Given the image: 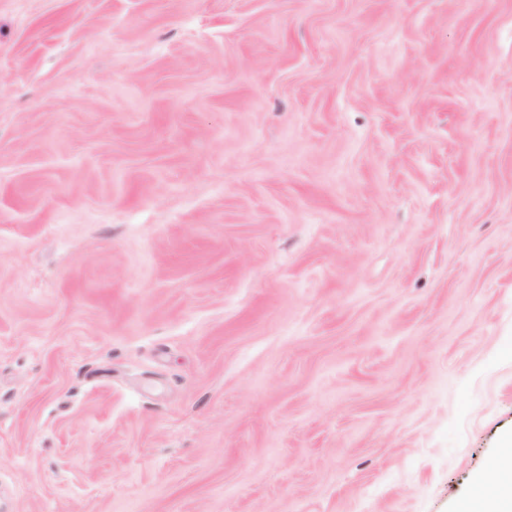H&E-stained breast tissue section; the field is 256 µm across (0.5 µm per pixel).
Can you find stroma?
I'll use <instances>...</instances> for the list:
<instances>
[{
    "mask_svg": "<svg viewBox=\"0 0 512 512\" xmlns=\"http://www.w3.org/2000/svg\"><path fill=\"white\" fill-rule=\"evenodd\" d=\"M512 435V0H0V512H458Z\"/></svg>",
    "mask_w": 512,
    "mask_h": 512,
    "instance_id": "stroma-1",
    "label": "stroma"
}]
</instances>
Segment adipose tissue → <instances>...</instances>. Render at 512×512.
<instances>
[{
	"instance_id": "adipose-tissue-1",
	"label": "adipose tissue",
	"mask_w": 512,
	"mask_h": 512,
	"mask_svg": "<svg viewBox=\"0 0 512 512\" xmlns=\"http://www.w3.org/2000/svg\"><path fill=\"white\" fill-rule=\"evenodd\" d=\"M459 512H512V438L505 440L491 475L478 481Z\"/></svg>"
}]
</instances>
